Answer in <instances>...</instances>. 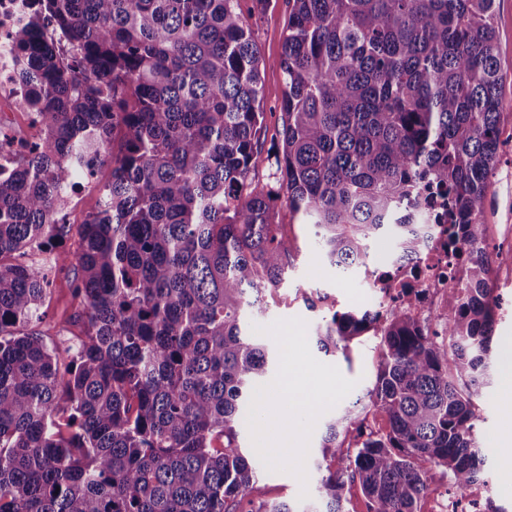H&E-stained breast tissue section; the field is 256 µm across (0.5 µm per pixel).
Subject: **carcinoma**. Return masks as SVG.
Masks as SVG:
<instances>
[{
	"mask_svg": "<svg viewBox=\"0 0 512 512\" xmlns=\"http://www.w3.org/2000/svg\"><path fill=\"white\" fill-rule=\"evenodd\" d=\"M495 5L288 0L279 166L314 260L351 274L388 236L392 262L412 263L440 199L448 246L474 254L439 334L410 294L317 325L324 353L371 336L379 362L368 403L325 423L315 500L299 506L248 499L238 440L269 374L245 318L297 249L248 183L264 113L241 0H30L8 43L38 134L0 122V512H345L348 481L370 512H419L431 467L461 491L477 481L489 272L512 266L488 257L482 222L501 147ZM107 163L98 208L68 223L75 179ZM66 264L83 330L50 347L41 308Z\"/></svg>",
	"mask_w": 512,
	"mask_h": 512,
	"instance_id": "obj_1",
	"label": "carcinoma"
}]
</instances>
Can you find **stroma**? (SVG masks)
<instances>
[{
	"instance_id": "1",
	"label": "stroma",
	"mask_w": 512,
	"mask_h": 512,
	"mask_svg": "<svg viewBox=\"0 0 512 512\" xmlns=\"http://www.w3.org/2000/svg\"><path fill=\"white\" fill-rule=\"evenodd\" d=\"M246 23L261 52V109L266 132L261 139L263 153H270L279 144L282 129V101L285 91L281 69V46L286 35L288 19L287 0H264L254 12L246 13ZM496 51L501 63V97L504 114L501 120L502 146L496 162L495 184L483 221L500 228L499 237L490 241V253L512 251V0H496ZM252 187L272 194L280 223L297 244L292 269L281 288L266 294L265 314L247 318L246 327L253 336L269 344L272 354L287 350L289 358L299 370L316 369L336 379V396L331 405L319 408L303 419L300 447L282 449L281 459L271 458L256 447L253 427H244L240 444L252 452L256 481L251 496L257 501H307L313 498L316 474L311 464L317 454V445L326 418L335 406L355 401L366 394L374 383L379 352L373 340L353 343L349 357L327 355L319 350L313 336L315 325L333 312L360 313L370 307L371 290L366 275L350 278L311 259L312 236L308 225L291 221L285 202V193L278 182L275 162L264 163L249 175ZM74 270L64 266L53 277L52 293L45 308L54 322L62 328V338H70L80 331L73 322L80 306L71 296ZM493 284L501 299L502 309L492 343L493 370L490 385L476 406L479 445L485 454L483 482L496 486V504L512 507V492L505 488L506 475L502 466L500 439L512 430L505 419L507 402L502 396V374L508 358L512 357V272L495 270ZM294 328L296 338L282 345L286 328Z\"/></svg>"
}]
</instances>
